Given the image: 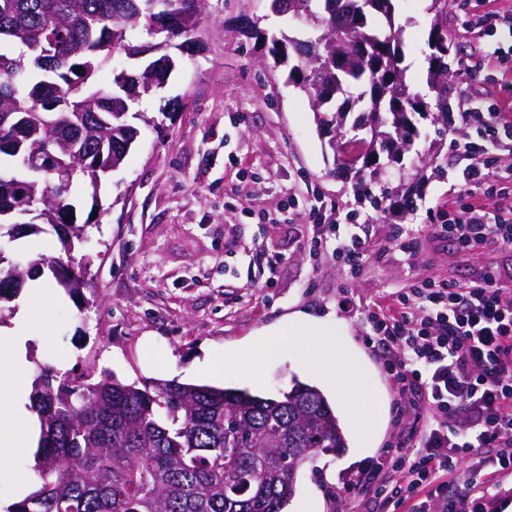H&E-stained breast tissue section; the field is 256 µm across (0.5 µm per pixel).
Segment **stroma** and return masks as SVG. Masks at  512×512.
<instances>
[{
    "label": "stroma",
    "instance_id": "obj_1",
    "mask_svg": "<svg viewBox=\"0 0 512 512\" xmlns=\"http://www.w3.org/2000/svg\"><path fill=\"white\" fill-rule=\"evenodd\" d=\"M424 0H399L397 17L408 77L423 86L427 63ZM501 0H454L448 37L461 49L451 64L448 98L458 103L472 89L464 64L473 53L467 12L486 16L498 40ZM201 28L206 49L182 59L166 86L145 100L148 122L119 169L98 189L74 194L78 220H90L88 239L73 256L85 275L78 297L62 288L37 304V329L28 343L32 386L40 366L81 373L112 372L125 383L179 378L184 382L245 388L261 396L289 390L294 381L316 384L285 352L256 353L242 368L206 373L209 356L246 348L270 328L293 344L295 314L312 316L336 330V386L325 394L332 408L361 383L376 402L373 415L342 419L347 446L323 455L299 473L284 512H301L315 500L318 512H409L350 489L376 469L389 444L406 437L418 409L394 419L393 384L378 353L364 343L358 312L382 288L416 279L464 282L480 266L500 261L497 245L474 258L459 255L445 238H424L407 262L396 238L400 224H425L448 206L458 157L448 135L421 122L413 148L430 156L424 183L409 207L381 212L358 199L322 137L307 100L287 80L288 70L256 49L246 35L252 21L283 27L265 0H224ZM322 199L343 224L362 225L373 254L356 271L318 250H306L313 235L310 203ZM372 437L356 451L358 431ZM35 447L24 444L0 479V504L18 500L19 485L34 489Z\"/></svg>",
    "mask_w": 512,
    "mask_h": 512
}]
</instances>
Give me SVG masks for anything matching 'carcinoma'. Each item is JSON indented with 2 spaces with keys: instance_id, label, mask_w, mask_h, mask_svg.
Returning a JSON list of instances; mask_svg holds the SVG:
<instances>
[{
  "instance_id": "1",
  "label": "carcinoma",
  "mask_w": 512,
  "mask_h": 512,
  "mask_svg": "<svg viewBox=\"0 0 512 512\" xmlns=\"http://www.w3.org/2000/svg\"><path fill=\"white\" fill-rule=\"evenodd\" d=\"M283 15L305 26L306 38L252 25L249 37L289 66L288 82L303 94L329 146L368 120L370 139L357 172L385 171L380 154L402 163L419 137L417 122L448 123L451 0H427L425 84L436 104L412 90L403 66L397 0H283ZM207 0H0V238L47 224L67 260L88 224L74 218L72 189H98L119 168L147 121L134 105L157 94L180 54L196 53L208 21ZM345 49L341 70L329 62ZM120 53L128 66L112 67ZM112 68L108 87L98 74ZM359 112L353 123L350 114ZM73 219L66 220L67 216ZM61 258L23 264L0 251V300L31 272L47 267L74 295L81 273L59 274ZM40 435L38 489L4 512H283L301 466L347 447L327 397L295 382L277 397L248 389L154 380L125 384L103 371L96 381L40 369L29 397Z\"/></svg>"
}]
</instances>
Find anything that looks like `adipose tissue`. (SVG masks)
<instances>
[{"instance_id": "ef3b65f1", "label": "adipose tissue", "mask_w": 512, "mask_h": 512, "mask_svg": "<svg viewBox=\"0 0 512 512\" xmlns=\"http://www.w3.org/2000/svg\"><path fill=\"white\" fill-rule=\"evenodd\" d=\"M293 324L303 329L308 337L307 344L296 350V357L325 383L335 385L336 345L333 340L311 318L300 316ZM34 328L33 315L25 313L12 328L0 332V416L8 419L7 426H0V470L4 469L12 450L27 441L33 429L34 415L28 408L21 379L27 371L26 346Z\"/></svg>"}]
</instances>
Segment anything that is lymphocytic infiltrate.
<instances>
[{
    "instance_id": "lymphocytic-infiltrate-1",
    "label": "lymphocytic infiltrate",
    "mask_w": 512,
    "mask_h": 512,
    "mask_svg": "<svg viewBox=\"0 0 512 512\" xmlns=\"http://www.w3.org/2000/svg\"><path fill=\"white\" fill-rule=\"evenodd\" d=\"M507 107L461 103L450 146L469 163L437 223L410 236L408 259L426 234L465 252L492 242L512 253V220L471 202L474 191L497 196L512 187L495 156L496 117ZM310 216L311 248L332 251L352 271L371 259L361 225L328 223L318 204ZM363 320L366 344L386 353L398 412L420 405L425 414L410 443L383 459L394 479L363 475L356 492L411 503V512H492L504 480L512 479V265L480 268L464 283L417 280L385 289Z\"/></svg>"
}]
</instances>
